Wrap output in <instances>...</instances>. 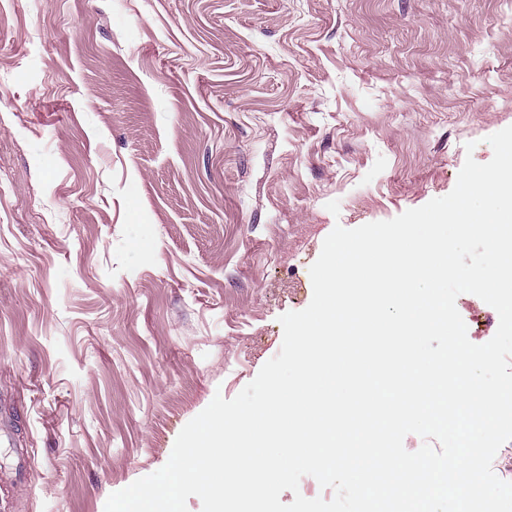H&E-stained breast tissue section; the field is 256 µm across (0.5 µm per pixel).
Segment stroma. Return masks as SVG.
Returning <instances> with one entry per match:
<instances>
[{
	"label": "stroma",
	"instance_id": "35a3bbf8",
	"mask_svg": "<svg viewBox=\"0 0 512 512\" xmlns=\"http://www.w3.org/2000/svg\"><path fill=\"white\" fill-rule=\"evenodd\" d=\"M508 126L512 0H0V512L162 468L335 226L449 194Z\"/></svg>",
	"mask_w": 512,
	"mask_h": 512
}]
</instances>
